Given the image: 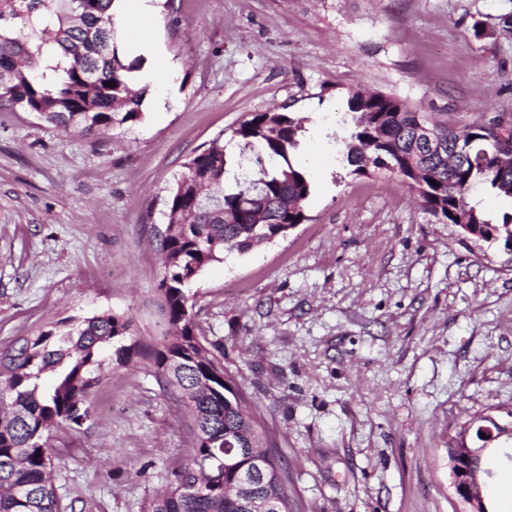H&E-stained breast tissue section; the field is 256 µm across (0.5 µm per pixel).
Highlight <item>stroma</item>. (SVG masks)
<instances>
[{
  "instance_id": "35a3bbf8",
  "label": "stroma",
  "mask_w": 512,
  "mask_h": 512,
  "mask_svg": "<svg viewBox=\"0 0 512 512\" xmlns=\"http://www.w3.org/2000/svg\"><path fill=\"white\" fill-rule=\"evenodd\" d=\"M150 48L176 77L140 122L82 135L0 108V350L114 311L136 339L157 307L153 228L184 163L253 113L301 118L311 185L286 237L195 282L194 320L272 432L298 512H461L448 439L512 411V252L463 239L386 171L350 174V91L449 125L512 114V0H155ZM95 415L49 443L66 512H143L189 445L147 362L105 363Z\"/></svg>"
}]
</instances>
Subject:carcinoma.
<instances>
[{
    "mask_svg": "<svg viewBox=\"0 0 512 512\" xmlns=\"http://www.w3.org/2000/svg\"><path fill=\"white\" fill-rule=\"evenodd\" d=\"M114 0H0V107L36 112L48 123L81 134L122 129L140 121L146 88L141 58L127 60L110 8ZM354 126L341 138L342 162L352 174L385 170L416 192L422 208L448 224H470L477 240L509 247L512 213L494 224L472 204L483 187L512 202V123L455 128L434 121L392 95L351 91ZM425 124L463 153L450 165L417 138ZM302 120L276 109L256 112L232 131L251 152L232 167L216 138L184 163L167 199V226L157 231L163 256L161 308L171 331L149 350L157 380L177 394L192 421V447L165 491L143 512H294L288 469L272 460L264 483L252 489L250 451L272 447L246 400L224 391L220 347L196 332L188 285L224 254L284 237L306 216L310 183L292 156ZM217 197L200 208L196 192ZM139 348L130 318L112 312L63 322L17 347L0 350V512H60L48 444L59 427L79 430L92 418L108 349L123 365ZM56 371L44 387L41 376Z\"/></svg>",
    "mask_w": 512,
    "mask_h": 512,
    "instance_id": "1",
    "label": "carcinoma"
}]
</instances>
